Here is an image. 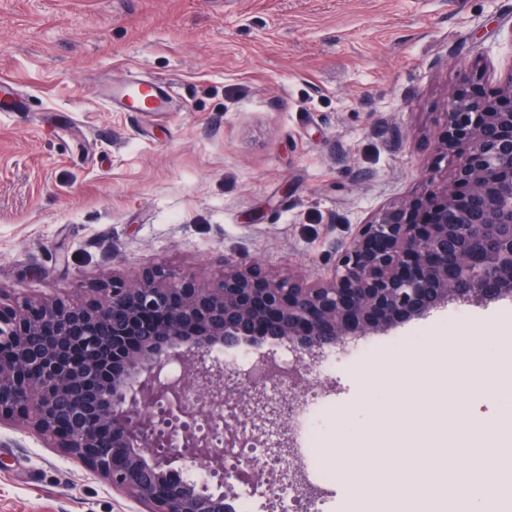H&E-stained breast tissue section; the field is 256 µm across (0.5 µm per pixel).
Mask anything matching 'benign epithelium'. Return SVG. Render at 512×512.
<instances>
[{
    "label": "benign epithelium",
    "instance_id": "1",
    "mask_svg": "<svg viewBox=\"0 0 512 512\" xmlns=\"http://www.w3.org/2000/svg\"><path fill=\"white\" fill-rule=\"evenodd\" d=\"M448 103L437 150L457 158L450 180L359 225L324 282L271 279L245 262L206 287L146 268L85 301H0V421L80 458L147 512H227L230 481L256 485L253 468L226 465L192 425L224 418V389L255 411L275 404L261 421L279 435L307 391L305 359L452 302L512 298V73L489 96L465 79ZM256 334L295 353L290 364L260 354L286 398L272 401L214 356ZM176 461L206 463L224 489L183 476Z\"/></svg>",
    "mask_w": 512,
    "mask_h": 512
}]
</instances>
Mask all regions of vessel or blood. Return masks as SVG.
Masks as SVG:
<instances>
[{
    "instance_id": "obj_1",
    "label": "vessel or blood",
    "mask_w": 512,
    "mask_h": 512,
    "mask_svg": "<svg viewBox=\"0 0 512 512\" xmlns=\"http://www.w3.org/2000/svg\"><path fill=\"white\" fill-rule=\"evenodd\" d=\"M178 94L170 81L141 77L109 85L102 94L104 102L121 112H165ZM26 97L13 82L0 81V112H22Z\"/></svg>"
}]
</instances>
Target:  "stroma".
Returning a JSON list of instances; mask_svg holds the SVG:
<instances>
[{
  "instance_id": "35a3bbf8",
  "label": "stroma",
  "mask_w": 512,
  "mask_h": 512,
  "mask_svg": "<svg viewBox=\"0 0 512 512\" xmlns=\"http://www.w3.org/2000/svg\"><path fill=\"white\" fill-rule=\"evenodd\" d=\"M512 71V0H0V79L28 94L0 116V294L88 297L160 266L208 284L257 261L329 278L357 225L442 181L448 86ZM178 86L171 111L115 112L99 85ZM512 325V299L452 303L339 354L292 429L322 512L349 491L310 464L308 412L336 434L373 421L363 371L449 330ZM489 424L512 406L449 383ZM0 512H145L38 435L0 425Z\"/></svg>"
}]
</instances>
